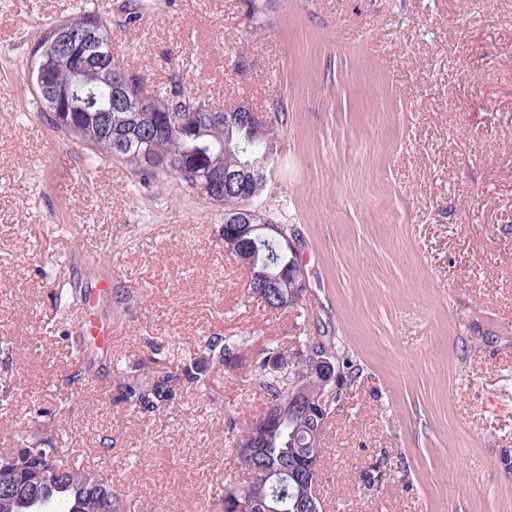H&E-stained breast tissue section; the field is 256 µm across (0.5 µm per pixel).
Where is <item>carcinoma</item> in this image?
<instances>
[{"mask_svg": "<svg viewBox=\"0 0 512 512\" xmlns=\"http://www.w3.org/2000/svg\"><path fill=\"white\" fill-rule=\"evenodd\" d=\"M72 21L77 25H89L99 34L111 38V23L98 10L84 9ZM58 26L57 22L48 25L34 43V48L44 52L50 77L65 86L64 100L59 102L65 111L56 112L53 107L44 105L45 111L49 112L48 124L54 132L76 139V144L94 159L100 162L122 160L143 178L155 179L161 172L145 161V157L151 156L169 162L173 167L170 174L176 177L179 171L189 170L198 179L209 180L224 177V169L244 161L236 151L227 150L226 145L242 144L256 157L266 150L267 141L251 139L250 127L245 123L216 122L204 112L187 111L190 106L196 108L206 103V99L185 91L177 79L153 91L155 98L167 101L170 111L159 112L155 117L149 115L142 124L131 120L128 112L110 109L109 84L95 73L82 80L74 76L76 64L85 60L83 45H73L66 51L49 47V40ZM269 111L273 112L269 131L272 137L276 128L287 123V115L278 99L273 100ZM117 137L127 141L126 149L120 153L115 152L114 139ZM270 175L268 169L240 190H219L217 201L224 206V214L232 215L260 196ZM224 250L232 256L246 258L251 272L248 288L268 307H274L266 297L265 285L270 282L275 284L277 293L288 298V305L298 304L296 270L301 264L300 252L287 245L282 236H269L263 229L251 235L236 236L233 225L229 224L224 228ZM202 348L203 354L215 364L232 369L241 363L240 343L232 336L211 338ZM335 348L336 343L331 337L323 335L301 342L292 353L274 349L254 364L252 377L270 397V404L280 405L286 400L288 381L296 376L305 380L304 386L310 391L319 386L313 373L314 364L320 356L334 352ZM275 361L286 366L287 376L270 369V364ZM202 376L201 371L186 369L176 375L162 369L144 384L125 386L122 396L145 411L156 412L172 399L173 384L182 380L190 387L199 383ZM318 423L319 420L305 410L287 411L259 431L261 445L254 455L245 452L241 446L244 435H239L232 452L246 477L244 483H233L224 488L221 512H235L242 494L265 502L274 512L292 508L296 486L291 473L300 468L302 457L313 451L318 455L322 452L317 437ZM260 466L275 473L279 482L273 485L257 477L255 469ZM87 473L85 468H67L58 479L32 490L24 486L8 497L0 495V512H56L51 508L56 498L73 505V509L65 512H102L106 497L112 501V512H136L135 501L115 489L111 477L99 474V487L91 489L85 482Z\"/></svg>", "mask_w": 512, "mask_h": 512, "instance_id": "carcinoma-1", "label": "carcinoma"}]
</instances>
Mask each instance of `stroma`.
<instances>
[{"mask_svg":"<svg viewBox=\"0 0 512 512\" xmlns=\"http://www.w3.org/2000/svg\"><path fill=\"white\" fill-rule=\"evenodd\" d=\"M141 3L131 22L124 0H0V455L39 436L136 512H218L269 403L250 364L325 333L360 374L321 433L324 512H512V0ZM86 8L148 87L282 101L253 205L299 235L297 305L250 293L222 206L50 128L22 67ZM96 325L111 351L79 354ZM232 335L245 367L202 362ZM197 364L163 411L121 398Z\"/></svg>","mask_w":512,"mask_h":512,"instance_id":"stroma-1","label":"stroma"}]
</instances>
